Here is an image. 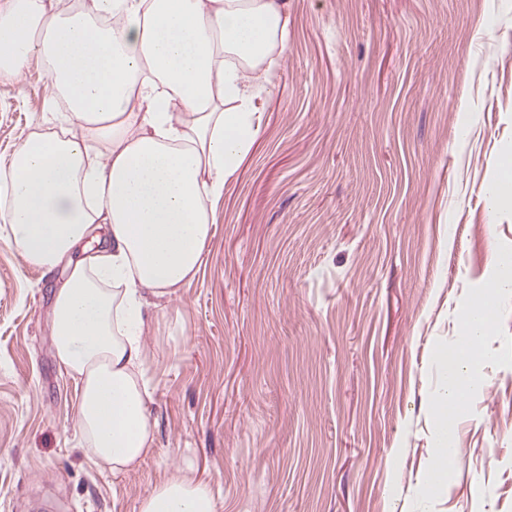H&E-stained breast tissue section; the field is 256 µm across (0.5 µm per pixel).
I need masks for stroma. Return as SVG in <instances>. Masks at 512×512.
I'll return each instance as SVG.
<instances>
[{
	"label": "stroma",
	"instance_id": "stroma-1",
	"mask_svg": "<svg viewBox=\"0 0 512 512\" xmlns=\"http://www.w3.org/2000/svg\"><path fill=\"white\" fill-rule=\"evenodd\" d=\"M261 131L196 279L150 310L155 451L115 476L73 424L52 291L0 230V512H140L179 471L216 512H512V292L459 415L431 399L473 296L512 253V0H288ZM50 98L0 79V157Z\"/></svg>",
	"mask_w": 512,
	"mask_h": 512
}]
</instances>
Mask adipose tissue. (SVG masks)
I'll return each mask as SVG.
<instances>
[{"mask_svg": "<svg viewBox=\"0 0 512 512\" xmlns=\"http://www.w3.org/2000/svg\"><path fill=\"white\" fill-rule=\"evenodd\" d=\"M288 0H0V78L39 64L46 130L0 158V229L26 264L65 266L53 304L55 356L78 379L75 428L113 474L153 452L145 370L151 299L190 285L224 184L260 131L267 59L284 50ZM101 247L77 257L94 231ZM512 265L469 304L465 334L432 399L438 446L424 474L442 484L455 455L448 420L482 388L484 329ZM140 512H216L208 484L176 472Z\"/></svg>", "mask_w": 512, "mask_h": 512, "instance_id": "adipose-tissue-1", "label": "adipose tissue"}]
</instances>
